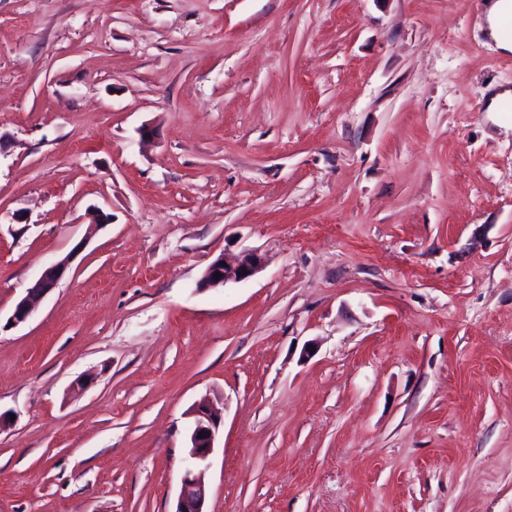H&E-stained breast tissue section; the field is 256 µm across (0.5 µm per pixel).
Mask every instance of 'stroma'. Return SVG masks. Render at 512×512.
I'll return each instance as SVG.
<instances>
[{"label":"stroma","mask_w":512,"mask_h":512,"mask_svg":"<svg viewBox=\"0 0 512 512\" xmlns=\"http://www.w3.org/2000/svg\"><path fill=\"white\" fill-rule=\"evenodd\" d=\"M494 89L485 0H0V512H175L205 396L208 512H512ZM74 254H68L50 265L36 282L26 290V295L15 305L8 319L10 325L26 323L33 315L36 302L52 291L69 270ZM222 262H225L226 266H222ZM264 266V258L256 252L247 253L234 260H227L222 255L206 267L198 286L200 289H204L225 285L229 282L244 281L260 273ZM243 269H246V275L242 274ZM216 273H219V279H216Z\"/></svg>","instance_id":"35a3bbf8"}]
</instances>
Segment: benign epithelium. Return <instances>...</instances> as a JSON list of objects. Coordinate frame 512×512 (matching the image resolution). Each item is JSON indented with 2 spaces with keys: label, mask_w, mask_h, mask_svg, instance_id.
<instances>
[{
  "label": "benign epithelium",
  "mask_w": 512,
  "mask_h": 512,
  "mask_svg": "<svg viewBox=\"0 0 512 512\" xmlns=\"http://www.w3.org/2000/svg\"><path fill=\"white\" fill-rule=\"evenodd\" d=\"M74 253L50 265L36 282L26 290V295L15 305L8 323L18 325L27 322L33 315L36 302L52 291L69 270ZM265 266L264 258L251 252L234 260L223 256L214 259L205 269L199 288H211L229 282H240L260 273ZM247 274H242V271ZM193 418L188 440V457L181 476V487L175 512H207V490L202 465L206 463L215 448L216 436L221 419L209 404L202 400L191 410Z\"/></svg>",
  "instance_id": "1"
}]
</instances>
